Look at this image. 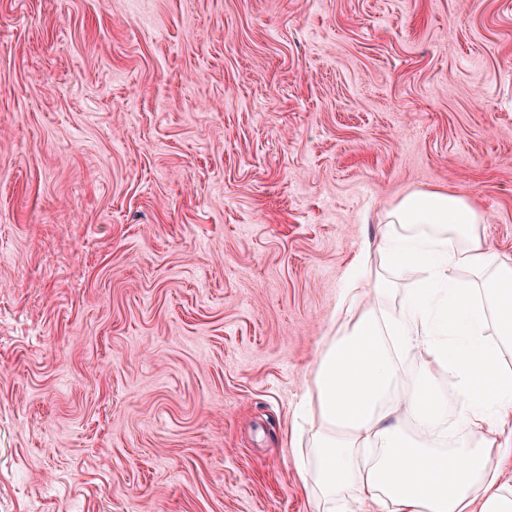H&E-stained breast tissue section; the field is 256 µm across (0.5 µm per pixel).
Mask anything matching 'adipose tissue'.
I'll return each mask as SVG.
<instances>
[{"mask_svg":"<svg viewBox=\"0 0 512 512\" xmlns=\"http://www.w3.org/2000/svg\"><path fill=\"white\" fill-rule=\"evenodd\" d=\"M384 226L373 282L369 254L350 263L297 474L322 512H512V256L472 202L439 187L394 202ZM408 272L416 285L398 294ZM410 350L420 371L403 385Z\"/></svg>","mask_w":512,"mask_h":512,"instance_id":"ef3b65f1","label":"adipose tissue"}]
</instances>
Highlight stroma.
<instances>
[{"label": "stroma", "mask_w": 512, "mask_h": 512, "mask_svg": "<svg viewBox=\"0 0 512 512\" xmlns=\"http://www.w3.org/2000/svg\"><path fill=\"white\" fill-rule=\"evenodd\" d=\"M434 187L512 254V0H0V512H318L349 264Z\"/></svg>", "instance_id": "1"}]
</instances>
